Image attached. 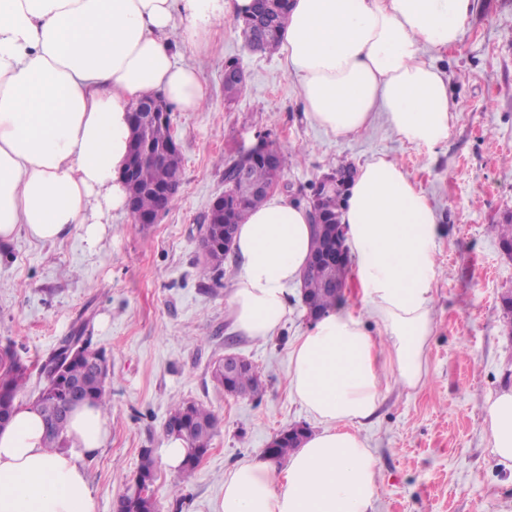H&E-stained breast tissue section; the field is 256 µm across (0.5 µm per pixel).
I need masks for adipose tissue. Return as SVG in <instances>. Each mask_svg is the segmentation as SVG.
I'll return each mask as SVG.
<instances>
[{"mask_svg":"<svg viewBox=\"0 0 512 512\" xmlns=\"http://www.w3.org/2000/svg\"><path fill=\"white\" fill-rule=\"evenodd\" d=\"M251 0H0V246L26 234L54 242L80 228L89 249L125 209L119 178L130 106L161 94L199 111L207 89L178 62L174 36L194 41ZM476 0H291L279 53L306 116L336 137L384 120L402 140L435 148L458 113L445 75L424 58L461 39ZM185 26H178L177 17ZM339 221L354 253L357 303L315 320L289 352L296 400L321 424L285 469L258 454L224 478L220 512H372L377 462L357 427L395 386L427 379L434 330L438 215L392 160L360 163ZM306 205L273 194L240 224V272L227 304L241 335L265 340L288 317V287L311 250ZM372 315L378 333L364 317ZM483 426L512 469V389L489 396ZM110 422L85 404L70 415L68 450L44 446L38 410L18 406L0 429V512H96L86 462Z\"/></svg>","mask_w":512,"mask_h":512,"instance_id":"ef3b65f1","label":"adipose tissue"}]
</instances>
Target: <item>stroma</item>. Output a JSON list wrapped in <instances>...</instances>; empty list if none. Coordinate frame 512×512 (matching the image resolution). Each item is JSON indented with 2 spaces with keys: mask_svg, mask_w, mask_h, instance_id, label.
<instances>
[{
  "mask_svg": "<svg viewBox=\"0 0 512 512\" xmlns=\"http://www.w3.org/2000/svg\"><path fill=\"white\" fill-rule=\"evenodd\" d=\"M175 50L198 68L208 101L197 112H172L183 158L174 205L144 226L129 212L111 213L95 252L76 230L53 244L22 235L0 248V347L11 346L31 371L18 404L32 403L41 363L84 327L111 363V439L86 462L97 512H114L145 448L159 461V512H216L225 475L276 433L320 428L288 380L291 345L311 326L298 288L288 289L286 324L254 340L233 332L227 317L237 257L211 278L196 274L200 228L225 189L224 166L262 142L298 153L278 192L300 200L340 164L382 155L428 197L441 234L427 381L415 391L392 388L359 427L378 463L374 512H512V470L496 464L482 425L486 398L512 387V330L501 308L512 291V258L491 230L512 216V0H476L459 44L426 53L459 106L447 139L432 149L402 141L381 120L350 137L326 134L307 119L278 55L250 52L233 16ZM234 59L245 87L230 100L224 65ZM230 352L260 369L261 397H231L214 382L212 362ZM175 400L204 404L219 419L211 451L186 482L161 462Z\"/></svg>",
  "mask_w": 512,
  "mask_h": 512,
  "instance_id": "obj_1",
  "label": "stroma"
}]
</instances>
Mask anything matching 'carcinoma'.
<instances>
[{
    "instance_id": "1",
    "label": "carcinoma",
    "mask_w": 512,
    "mask_h": 512,
    "mask_svg": "<svg viewBox=\"0 0 512 512\" xmlns=\"http://www.w3.org/2000/svg\"><path fill=\"white\" fill-rule=\"evenodd\" d=\"M289 0H281L275 15L274 26L263 36L261 52L275 53L280 46L281 33L288 20ZM148 141L156 157L141 165L137 180L141 191L137 194V209L142 213L154 211L159 197L153 189L165 186L180 179L182 175V154L175 147L171 131V119L157 120L148 128ZM274 162L269 164L262 159L253 162L250 178L256 185H263L281 176L283 171L298 162V155L272 151ZM343 191L328 195L322 201L330 224L337 222L338 210ZM265 200V195L253 193L242 195L229 187L224 191V207L229 209V225H209L212 243L204 254V263L200 270L203 276L219 269L226 259L224 250V232L237 230L249 212ZM328 227L315 229L313 244L308 263L302 276L306 303L309 310L318 315L326 314L343 299V290L350 268L345 265H332L325 273L317 275L311 272L316 255L323 242L330 237ZM29 367L17 358L11 347L0 351V428L6 426L17 408L16 397L23 388ZM40 373L48 374V379L39 390L34 406L39 410L46 423V447L50 451H62L68 447L66 430L68 419L61 417L69 395L75 388L83 392L86 402L108 407L110 396L108 380L110 378L109 360L104 350L92 347L89 337L82 335V329L65 337L60 347L40 366ZM212 377L225 391L236 397L257 398L263 392L261 373L257 366L247 363L243 372L234 379L224 381V359L217 360L212 368ZM217 427L214 412L201 403L178 401L170 406L164 424V432L183 440L187 446V455L182 467V477L193 476L204 455L211 448ZM304 437L288 439V432L282 430L274 440L271 449L275 460L285 459L303 443ZM157 469L153 451L141 450L140 463L134 476L126 483L119 496L117 512H155L156 503L152 487L156 481Z\"/></svg>"
}]
</instances>
